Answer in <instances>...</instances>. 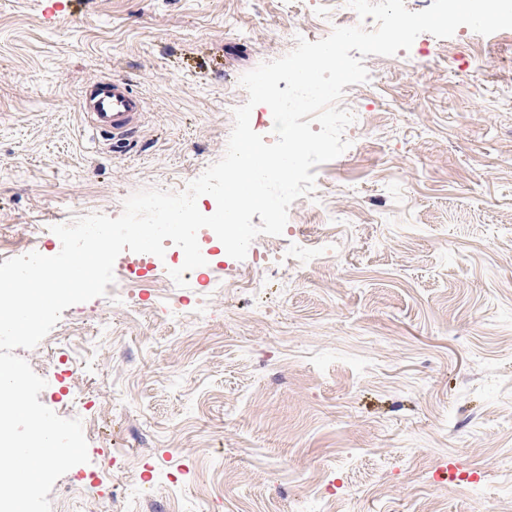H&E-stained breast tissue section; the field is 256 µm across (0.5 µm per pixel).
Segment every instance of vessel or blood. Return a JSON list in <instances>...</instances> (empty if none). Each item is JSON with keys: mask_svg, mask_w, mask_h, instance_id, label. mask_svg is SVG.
I'll list each match as a JSON object with an SVG mask.
<instances>
[{"mask_svg": "<svg viewBox=\"0 0 512 512\" xmlns=\"http://www.w3.org/2000/svg\"><path fill=\"white\" fill-rule=\"evenodd\" d=\"M85 109L89 123L115 146L126 143L136 132L145 102L124 80L106 77L91 85Z\"/></svg>", "mask_w": 512, "mask_h": 512, "instance_id": "obj_1", "label": "vessel or blood"}]
</instances>
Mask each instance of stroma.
I'll return each mask as SVG.
<instances>
[{
  "mask_svg": "<svg viewBox=\"0 0 512 512\" xmlns=\"http://www.w3.org/2000/svg\"><path fill=\"white\" fill-rule=\"evenodd\" d=\"M336 13L0 0V258L23 255L20 225L183 190L223 157L241 76L291 52L290 31L327 37ZM424 40L422 67L364 58L340 100L360 117L350 146L315 167L322 200L294 201L287 233L241 261L211 248L181 287L161 264L129 285L124 251L104 296L63 311L56 348H16L59 361L39 400L87 424L99 474L63 475L51 512H281L319 477L339 488L328 512H512V29ZM108 75L146 102L116 150L83 118ZM452 457L482 485L435 480Z\"/></svg>",
  "mask_w": 512,
  "mask_h": 512,
  "instance_id": "1",
  "label": "stroma"
}]
</instances>
